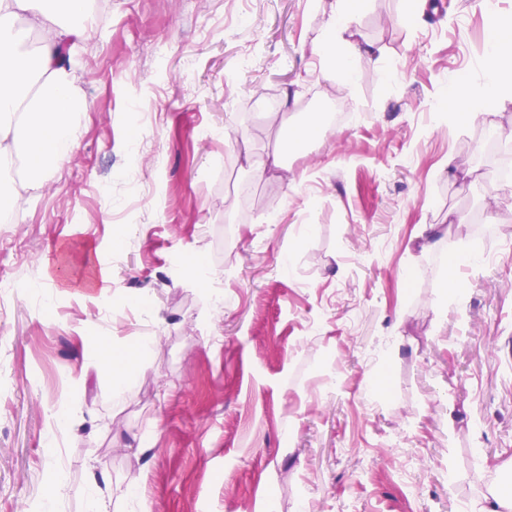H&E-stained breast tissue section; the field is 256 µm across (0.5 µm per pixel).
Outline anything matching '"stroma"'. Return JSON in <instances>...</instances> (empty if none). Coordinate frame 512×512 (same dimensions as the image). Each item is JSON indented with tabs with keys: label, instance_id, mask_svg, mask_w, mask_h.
Wrapping results in <instances>:
<instances>
[{
	"label": "stroma",
	"instance_id": "35a3bbf8",
	"mask_svg": "<svg viewBox=\"0 0 512 512\" xmlns=\"http://www.w3.org/2000/svg\"><path fill=\"white\" fill-rule=\"evenodd\" d=\"M332 5L111 0L76 41L72 159L0 234V512H86L94 492L132 512L131 489L152 512H492L512 484L495 32L479 0H367L352 29L373 53L347 83L313 54ZM262 91L288 102L277 123ZM335 105L348 122L290 152ZM152 337L147 336L144 339L142 350H138L128 357V364L117 377H113V388L115 390L130 388L136 381V364L144 358L149 350V345L152 343Z\"/></svg>",
	"mask_w": 512,
	"mask_h": 512
}]
</instances>
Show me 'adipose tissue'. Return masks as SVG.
<instances>
[{"label":"adipose tissue","instance_id":"obj_1","mask_svg":"<svg viewBox=\"0 0 512 512\" xmlns=\"http://www.w3.org/2000/svg\"><path fill=\"white\" fill-rule=\"evenodd\" d=\"M363 0H336L315 54L334 61L343 80H351L362 56L349 24ZM87 0H0V176L23 163L29 179L43 177L71 149L77 127L76 100L61 42L85 36L74 20L85 17ZM496 41L483 59L484 91L498 103L512 102V13L491 11Z\"/></svg>","mask_w":512,"mask_h":512}]
</instances>
